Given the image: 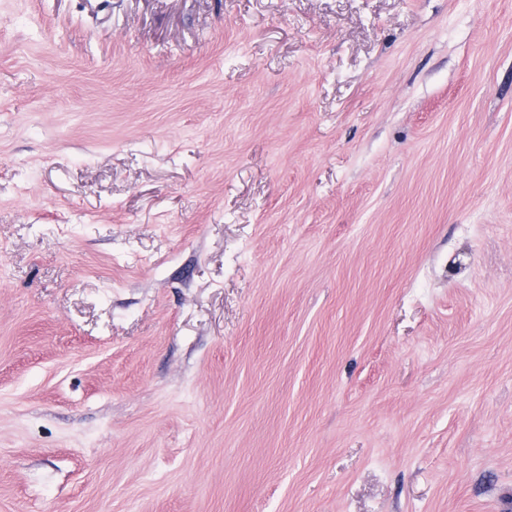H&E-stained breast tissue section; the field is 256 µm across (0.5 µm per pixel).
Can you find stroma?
Masks as SVG:
<instances>
[{"mask_svg":"<svg viewBox=\"0 0 512 512\" xmlns=\"http://www.w3.org/2000/svg\"><path fill=\"white\" fill-rule=\"evenodd\" d=\"M0 512H512V0H0Z\"/></svg>","mask_w":512,"mask_h":512,"instance_id":"stroma-1","label":"stroma"}]
</instances>
